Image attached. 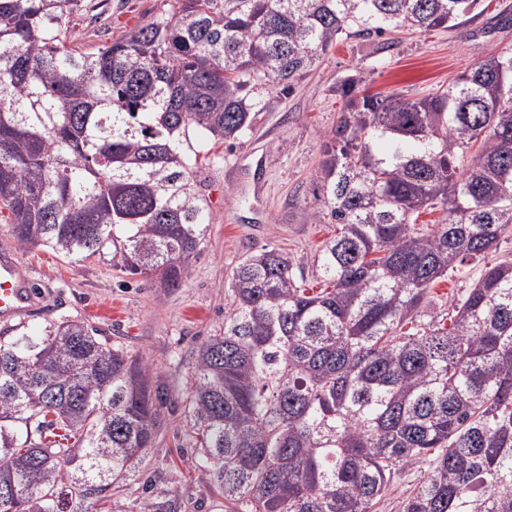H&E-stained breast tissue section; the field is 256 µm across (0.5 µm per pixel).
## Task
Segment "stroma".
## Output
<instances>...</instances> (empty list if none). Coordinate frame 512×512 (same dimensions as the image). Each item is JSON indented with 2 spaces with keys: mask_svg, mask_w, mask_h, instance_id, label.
<instances>
[{
  "mask_svg": "<svg viewBox=\"0 0 512 512\" xmlns=\"http://www.w3.org/2000/svg\"><path fill=\"white\" fill-rule=\"evenodd\" d=\"M484 13L458 29H399L382 36L341 38L319 62L281 94L258 89L262 109L252 128L233 143L205 148L197 192L212 216L181 287L121 274L111 256L79 261L48 248L17 249L22 271L46 296L29 322L36 329L62 317L79 318L139 356L167 390L159 409L157 442L139 464L156 495L178 502L180 512H224V501L197 458L185 406L198 344L224 328L230 282L249 254L277 248L291 254L304 276L335 225L313 219L321 207V161L343 101L337 84L355 78L370 94L418 99L447 85L475 64L512 45V0H486ZM167 0H83L73 17L78 45L90 51L115 42L131 28L167 17ZM512 259V232L501 236L483 263L435 284L441 301L469 288L483 266Z\"/></svg>",
  "mask_w": 512,
  "mask_h": 512,
  "instance_id": "35a3bbf8",
  "label": "stroma"
}]
</instances>
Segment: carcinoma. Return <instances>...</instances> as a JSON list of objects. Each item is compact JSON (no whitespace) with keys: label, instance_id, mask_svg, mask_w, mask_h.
<instances>
[{"label":"carcinoma","instance_id":"carcinoma-1","mask_svg":"<svg viewBox=\"0 0 512 512\" xmlns=\"http://www.w3.org/2000/svg\"><path fill=\"white\" fill-rule=\"evenodd\" d=\"M82 0H0V210L11 240L180 286L210 223L200 141L238 139L257 87L286 91L342 36L456 29L480 0H173L93 52ZM345 99L321 164L339 232L327 287L264 248L233 271L224 331L197 350L187 417L224 512H512V261L453 300L431 288L512 229V46L416 100ZM439 209L437 224L418 225ZM164 389L100 330L0 333V512H82L138 480ZM138 512H178L154 496ZM422 479L420 471H406L398 475L384 497L376 506V512H402L406 497Z\"/></svg>","mask_w":512,"mask_h":512}]
</instances>
